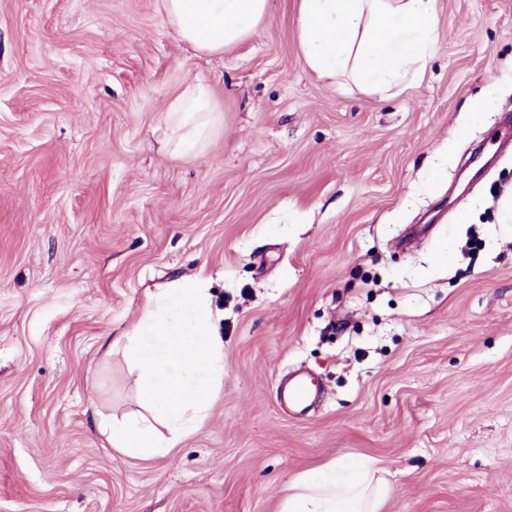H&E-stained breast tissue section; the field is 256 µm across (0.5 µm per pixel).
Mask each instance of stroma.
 I'll return each instance as SVG.
<instances>
[{"label": "stroma", "instance_id": "stroma-1", "mask_svg": "<svg viewBox=\"0 0 512 512\" xmlns=\"http://www.w3.org/2000/svg\"><path fill=\"white\" fill-rule=\"evenodd\" d=\"M297 10L217 57L161 0H0V512H280L355 458L388 472L381 512H512V0H436L386 97L317 80ZM197 75L203 161L161 143ZM196 277L224 382L169 457L125 458L97 416L137 410L135 375L104 338ZM296 369L302 415L276 401Z\"/></svg>", "mask_w": 512, "mask_h": 512}]
</instances>
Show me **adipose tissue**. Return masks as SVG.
Wrapping results in <instances>:
<instances>
[{"label":"adipose tissue","mask_w":512,"mask_h":512,"mask_svg":"<svg viewBox=\"0 0 512 512\" xmlns=\"http://www.w3.org/2000/svg\"><path fill=\"white\" fill-rule=\"evenodd\" d=\"M436 0H298L299 50L318 80L349 76L384 95L424 72L435 43ZM271 0H162L165 23L195 54L223 55L257 34ZM219 107L210 82H185L164 108L165 147L201 159ZM137 372L139 411L104 416L113 448L130 459L164 458L203 426L224 379V342L205 282L177 280L150 293L135 325L107 344ZM281 512H379L391 493L375 460L355 475L335 467L289 483Z\"/></svg>","instance_id":"ef3b65f1"}]
</instances>
